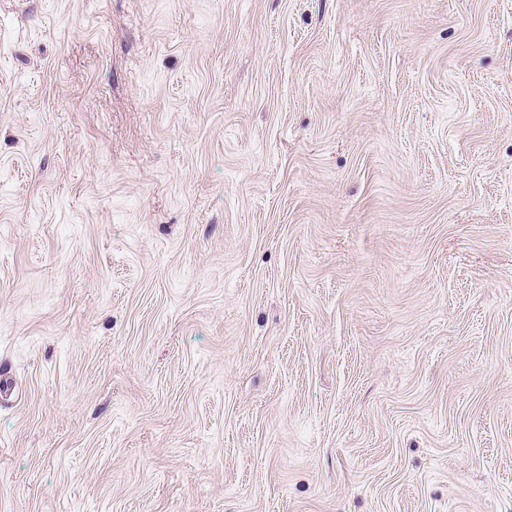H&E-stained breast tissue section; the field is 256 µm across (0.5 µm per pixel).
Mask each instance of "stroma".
<instances>
[{"label": "stroma", "mask_w": 512, "mask_h": 512, "mask_svg": "<svg viewBox=\"0 0 512 512\" xmlns=\"http://www.w3.org/2000/svg\"><path fill=\"white\" fill-rule=\"evenodd\" d=\"M0 512H512V0H0Z\"/></svg>", "instance_id": "1"}]
</instances>
